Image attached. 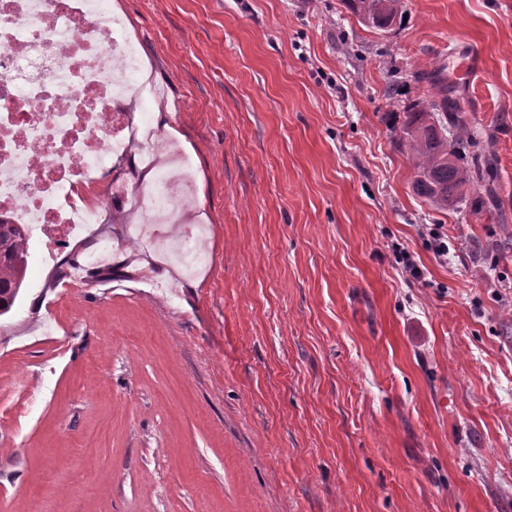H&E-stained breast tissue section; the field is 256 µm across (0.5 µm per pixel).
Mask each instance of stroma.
Returning a JSON list of instances; mask_svg holds the SVG:
<instances>
[{
  "mask_svg": "<svg viewBox=\"0 0 512 512\" xmlns=\"http://www.w3.org/2000/svg\"><path fill=\"white\" fill-rule=\"evenodd\" d=\"M182 102L206 263L140 240L73 282L117 196L0 319V512H512V0H121ZM497 162L499 210L414 195L420 62ZM448 238L435 258L427 232ZM410 254L421 278L405 272ZM359 23L373 30H387L406 11L404 0H342Z\"/></svg>",
  "mask_w": 512,
  "mask_h": 512,
  "instance_id": "35a3bbf8",
  "label": "stroma"
}]
</instances>
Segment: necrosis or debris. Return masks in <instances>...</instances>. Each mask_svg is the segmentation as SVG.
<instances>
[{
	"mask_svg": "<svg viewBox=\"0 0 512 512\" xmlns=\"http://www.w3.org/2000/svg\"><path fill=\"white\" fill-rule=\"evenodd\" d=\"M107 0H0V220L45 237L48 252L108 199L99 173L136 142L119 96L137 83L136 50ZM186 175L111 193L174 212Z\"/></svg>",
	"mask_w": 512,
	"mask_h": 512,
	"instance_id": "necrosis-or-debris-1",
	"label": "necrosis or debris"
}]
</instances>
